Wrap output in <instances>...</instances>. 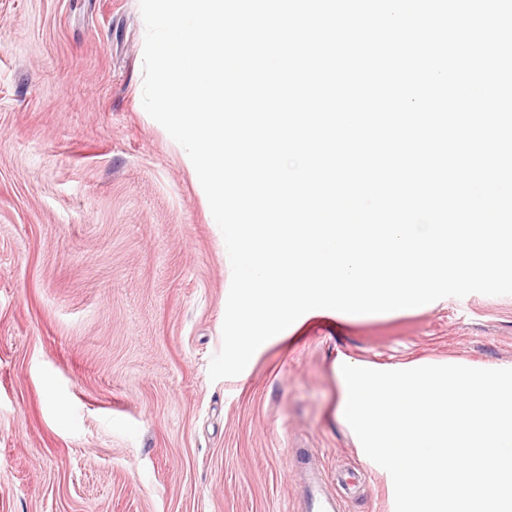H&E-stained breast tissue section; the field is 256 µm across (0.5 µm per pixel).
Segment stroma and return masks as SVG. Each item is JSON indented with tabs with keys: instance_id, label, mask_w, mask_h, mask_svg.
Masks as SVG:
<instances>
[{
	"instance_id": "stroma-1",
	"label": "stroma",
	"mask_w": 512,
	"mask_h": 512,
	"mask_svg": "<svg viewBox=\"0 0 512 512\" xmlns=\"http://www.w3.org/2000/svg\"><path fill=\"white\" fill-rule=\"evenodd\" d=\"M139 0H0V512H392L336 421L338 354L512 364V295L307 320L210 380L232 279L142 105ZM305 512H335L337 510L336 498L323 489L315 487L307 500Z\"/></svg>"
}]
</instances>
